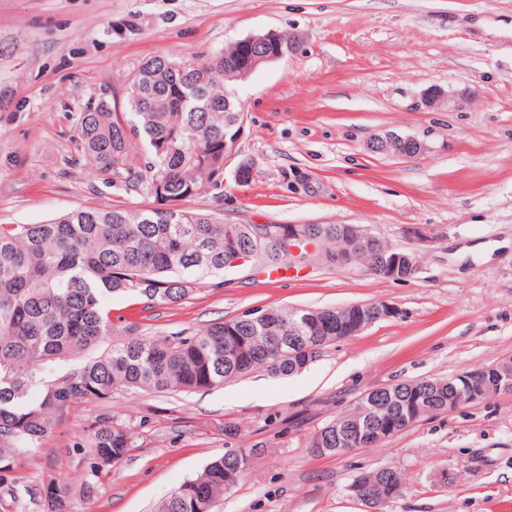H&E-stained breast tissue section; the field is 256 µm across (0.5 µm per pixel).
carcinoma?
<instances>
[{"mask_svg": "<svg viewBox=\"0 0 512 512\" xmlns=\"http://www.w3.org/2000/svg\"><path fill=\"white\" fill-rule=\"evenodd\" d=\"M238 53L224 50L215 65L183 62L168 55L146 60L134 74L126 111L106 103L89 105L79 114L76 134L80 151L114 183H138L161 203L127 209L77 207L42 224H0V512H24L17 492L23 458L42 448L70 408L83 401H107L116 390L147 393H192L221 388L224 383L263 370L291 375L313 362L320 351L288 343L292 325L304 314L317 317L319 344L325 349L347 335L338 332L336 310L267 308L261 320L240 317L211 323L187 335L139 336L112 323L105 298L131 294L152 302L174 304L197 286L219 280L234 268L224 255V220L175 203L218 190L212 175L223 160L224 128L240 109L224 97V66ZM178 139H172L173 135ZM169 147L160 152L162 142ZM162 185L164 198L153 193ZM288 229L286 224H236L239 247L252 253L255 269L280 268L295 262L304 267L319 260L336 262L347 252L356 264L372 268L377 255L354 246L344 225L309 224L318 249L290 260L278 241L260 236L262 229ZM109 348L78 370L47 379V369L97 348ZM239 344L244 358L227 350ZM512 373V359L461 372L474 386L499 371ZM447 378L402 380L376 398L379 416L390 425L379 441L336 435V424L356 425L366 418L361 403L342 412L310 437L309 447L327 456L350 448H377L407 429L393 405L417 402L414 421L448 415ZM132 448L129 433L114 418L100 417L94 432L73 449L88 468L78 492L90 494L95 478L122 461ZM253 451L224 452L196 477L185 481L155 505V512H215L249 473ZM368 487L372 507L380 512L399 497L404 484L393 467L365 470L353 483ZM73 487L56 477L41 480L39 512H69Z\"/></svg>", "mask_w": 512, "mask_h": 512, "instance_id": "1", "label": "carcinoma"}]
</instances>
